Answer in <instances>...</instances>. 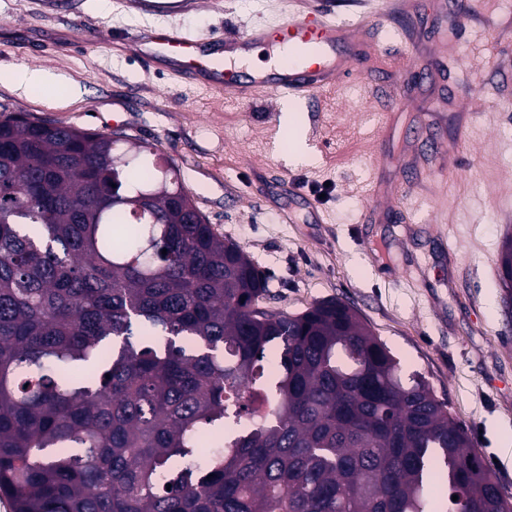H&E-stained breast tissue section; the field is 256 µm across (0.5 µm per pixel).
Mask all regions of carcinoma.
I'll return each instance as SVG.
<instances>
[{
  "mask_svg": "<svg viewBox=\"0 0 512 512\" xmlns=\"http://www.w3.org/2000/svg\"><path fill=\"white\" fill-rule=\"evenodd\" d=\"M152 148L0 117L11 512H512L448 403L350 304L260 307L267 276ZM499 269L512 297L511 235ZM205 445L224 453L202 468Z\"/></svg>",
  "mask_w": 512,
  "mask_h": 512,
  "instance_id": "1",
  "label": "carcinoma"
}]
</instances>
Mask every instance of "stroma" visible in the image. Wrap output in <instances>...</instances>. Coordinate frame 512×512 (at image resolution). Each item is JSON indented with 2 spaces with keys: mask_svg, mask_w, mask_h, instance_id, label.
<instances>
[{
  "mask_svg": "<svg viewBox=\"0 0 512 512\" xmlns=\"http://www.w3.org/2000/svg\"><path fill=\"white\" fill-rule=\"evenodd\" d=\"M368 20L358 80L321 103L241 104L145 61L133 34H242L302 10ZM38 65L61 91L11 79ZM422 82L411 80L412 72ZM407 94L388 117L394 89ZM108 132L172 160L207 221L269 274L267 306L339 299L421 374L505 497L512 461V304L498 257L512 234V0H0V113ZM311 160L289 163L299 130Z\"/></svg>",
  "mask_w": 512,
  "mask_h": 512,
  "instance_id": "stroma-1",
  "label": "stroma"
}]
</instances>
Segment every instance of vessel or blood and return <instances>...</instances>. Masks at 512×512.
Instances as JSON below:
<instances>
[{
	"label": "vessel or blood",
	"instance_id": "1",
	"mask_svg": "<svg viewBox=\"0 0 512 512\" xmlns=\"http://www.w3.org/2000/svg\"><path fill=\"white\" fill-rule=\"evenodd\" d=\"M134 44L148 62L165 64L191 83L243 102L272 94L314 103L337 84L358 78L359 64L373 48V27H343L328 13L305 11L239 36L200 42L172 31L135 37ZM260 45L288 47L299 60L271 78L240 83L227 67V58L246 55Z\"/></svg>",
	"mask_w": 512,
	"mask_h": 512
}]
</instances>
